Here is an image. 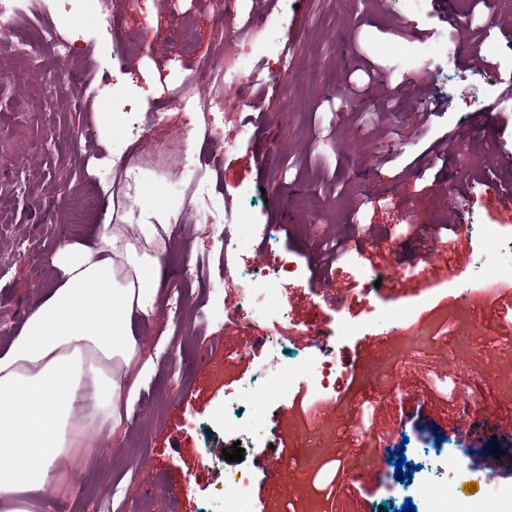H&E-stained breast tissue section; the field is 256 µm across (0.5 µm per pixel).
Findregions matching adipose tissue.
Instances as JSON below:
<instances>
[{"instance_id":"obj_1","label":"adipose tissue","mask_w":512,"mask_h":512,"mask_svg":"<svg viewBox=\"0 0 512 512\" xmlns=\"http://www.w3.org/2000/svg\"><path fill=\"white\" fill-rule=\"evenodd\" d=\"M104 222L63 241L52 285L0 348V512H36L87 434L118 425L124 376L140 360L136 321L159 305L168 225Z\"/></svg>"}]
</instances>
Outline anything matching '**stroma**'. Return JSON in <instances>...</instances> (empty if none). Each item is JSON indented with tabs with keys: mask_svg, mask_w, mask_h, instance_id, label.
<instances>
[{
	"mask_svg": "<svg viewBox=\"0 0 512 512\" xmlns=\"http://www.w3.org/2000/svg\"><path fill=\"white\" fill-rule=\"evenodd\" d=\"M118 25L103 22L98 0H72L71 16L32 11L5 22L0 40V338L16 333L55 269L58 245L79 241L92 225L111 218L138 224V211L111 207L73 223L70 204L110 179L114 132L125 117L154 113L152 148L133 158L136 183L119 182L121 196L160 207L158 223L179 225L168 234L162 286H183L195 314L177 325L170 303L139 323L141 370L131 371L127 418L102 447L91 450L66 479L46 512H137L143 497L153 512H221L217 493L225 474L251 476L249 512H400L412 502L427 512L424 490L439 479L474 482L479 467L497 463L478 492L512 512V321L501 298L485 293L477 275L482 244L477 228L499 225L512 241V217L493 208L486 188L472 178L485 151L512 160V100L500 80L512 74V41L491 25L512 15V0L476 9L458 7L447 24L437 0H250L254 22L237 42L235 8L216 19L209 0H110ZM52 23L71 30L77 55L71 62L43 59L44 80L26 87L6 77L15 64L14 44L32 27ZM406 46L402 64L389 50ZM187 49L189 63L220 56L242 66L244 89L227 94L207 132L186 127L166 98L179 80L169 58ZM124 53L117 68L113 57ZM373 80L358 111L341 99L347 80L363 64ZM102 82L99 95L73 107L71 92ZM444 165L428 168L421 154L446 132ZM94 139L102 164H79L86 139ZM222 170L209 158L224 142ZM171 142L185 144L193 167L176 192L161 184L179 171ZM387 154L393 161L377 166ZM203 175L209 196L267 225L269 240L249 238L248 259L274 264L292 258L299 276L284 280L278 304L288 312L275 321L279 341L255 345L233 320L223 292L209 288L224 256V227L198 223L189 205L191 182ZM464 245L457 279H426L423 268L448 258L444 223ZM341 243L344 255L321 281L312 257L319 246ZM199 260L200 277H184ZM407 309L392 339L371 341L383 330L377 308ZM337 318L358 328L338 341L334 359L344 375L340 399L317 412L302 401L309 380L298 374L283 400L262 412L258 438L242 443L241 461L223 452L237 442L224 430V397L240 405L255 397L246 382L266 355L301 361L303 332ZM488 404L472 427L457 424L461 396ZM390 432L391 454L375 467L378 436ZM177 447H169V438ZM455 458L445 474L428 467L437 445ZM282 458L262 467L267 449ZM405 465H398V457ZM403 478H396V471Z\"/></svg>",
	"mask_w": 512,
	"mask_h": 512,
	"instance_id": "stroma-1",
	"label": "stroma"
}]
</instances>
